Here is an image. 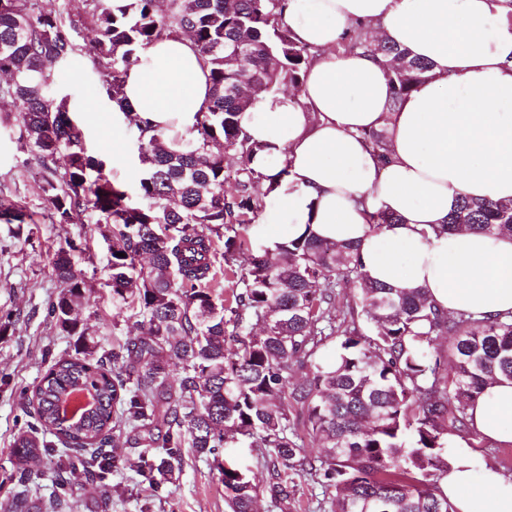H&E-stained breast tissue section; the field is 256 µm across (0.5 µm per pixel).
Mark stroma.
Listing matches in <instances>:
<instances>
[{
  "instance_id": "1",
  "label": "stroma",
  "mask_w": 512,
  "mask_h": 512,
  "mask_svg": "<svg viewBox=\"0 0 512 512\" xmlns=\"http://www.w3.org/2000/svg\"><path fill=\"white\" fill-rule=\"evenodd\" d=\"M56 88L70 98L72 111L85 135L89 154L106 159L113 177L121 182L131 198L139 196L142 166L137 157L135 133L128 127H113L112 115L100 113L90 120L85 108L100 99L99 74L93 64L81 72L64 66L56 71ZM42 179L32 157L16 139L0 135V198L20 201L34 213L33 225H0V503L13 498L21 489L30 496L48 500L52 491L50 471L54 458H43L33 468L27 483H20L11 456L19 431L28 421L23 391L32 389L44 376L51 358L73 348V337L60 332L46 316V303L61 289L51 265L54 252L66 240L88 245L94 261L83 269L94 287L91 295L92 318L100 348L110 351L113 343L136 336L129 313L113 306L109 292L102 288L108 245L93 224H76L61 228L50 223L42 193ZM274 198L266 207L274 209ZM240 226L238 235L244 246L232 268L221 269L217 285L225 300L236 291V270L247 266L251 254L262 242L261 223ZM295 492L288 505L282 506L269 497H259L256 512H323L324 493L315 478L302 471H290ZM111 495L88 483L82 471L69 476L67 503L54 512H71L70 501H78L80 512H227L224 486L212 461L186 455L179 478L159 489L142 484L131 467H123L110 478Z\"/></svg>"
}]
</instances>
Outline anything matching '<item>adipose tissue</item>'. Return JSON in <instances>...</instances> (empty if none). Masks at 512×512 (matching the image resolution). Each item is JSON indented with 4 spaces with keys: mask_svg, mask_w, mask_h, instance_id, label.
I'll use <instances>...</instances> for the list:
<instances>
[{
    "mask_svg": "<svg viewBox=\"0 0 512 512\" xmlns=\"http://www.w3.org/2000/svg\"><path fill=\"white\" fill-rule=\"evenodd\" d=\"M297 41L317 56L302 101L266 97L239 117L263 144L254 167L277 178L268 240L312 233L353 244L364 272L401 290L423 289L448 314L512 313V235L442 231L461 197L512 200V0H285ZM356 23L426 60L425 80L390 107L385 67L336 45ZM113 122L169 135L189 130L210 101L208 71L189 37L162 38L123 77ZM386 135L381 163L361 136ZM382 210L396 222L372 233ZM471 428L512 445V382L489 385L468 410ZM442 488L453 512H512V475L451 440Z\"/></svg>",
    "mask_w": 512,
    "mask_h": 512,
    "instance_id": "adipose-tissue-1",
    "label": "adipose tissue"
}]
</instances>
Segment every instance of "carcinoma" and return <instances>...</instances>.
I'll return each instance as SVG.
<instances>
[{
    "instance_id": "cac0c4a2",
    "label": "carcinoma",
    "mask_w": 512,
    "mask_h": 512,
    "mask_svg": "<svg viewBox=\"0 0 512 512\" xmlns=\"http://www.w3.org/2000/svg\"><path fill=\"white\" fill-rule=\"evenodd\" d=\"M92 2L97 34L84 47L71 34L78 21L64 12H46L39 0H0V74L8 76L0 100L16 108L15 121L0 118V130L41 166L52 223L104 227L110 255L103 287L130 311L139 336L95 358L96 331L77 319L90 307L92 286L65 241L51 261L62 290L46 316L76 337L75 352L52 359L41 381L23 392L35 423L12 448L19 480L52 453L56 489L66 490L77 463L104 488L124 463L109 450L122 440L137 450L136 473L151 487L180 474L187 449L213 457L231 512H254L261 495L288 503L294 486L282 473L297 468L317 477L330 512H451L441 488L448 437L470 448L491 446L470 427L468 409L489 383L512 381V315L450 316L420 289L370 280L354 246L309 234L260 247L238 275L235 305L224 307L212 288L217 258L233 259L242 244L228 234L231 225L255 222L267 197L260 186L268 176L253 167L261 146L241 135L238 115L259 97L304 92L316 51L295 40L283 0ZM180 35L192 39L209 71L211 104L172 142L130 122L143 166L133 202L106 162L88 154L67 97L54 87V70L84 54L102 73L101 93L117 101L122 74L139 52ZM338 47L385 62L392 108L429 71L360 25ZM362 138L388 162L383 132L364 131ZM230 152L240 161L233 195L224 190ZM32 223L27 206L0 200V224ZM462 227L511 234L512 202L465 198L443 229ZM348 281L357 302L339 307L336 288ZM442 337L451 340L446 352L434 346ZM329 344L332 364L321 358ZM174 368L181 370L176 380ZM74 389L92 392L96 404L65 426L59 402ZM298 424L321 441L324 455L309 457L289 438ZM230 438L262 449L272 468L268 483L218 460Z\"/></svg>"
}]
</instances>
